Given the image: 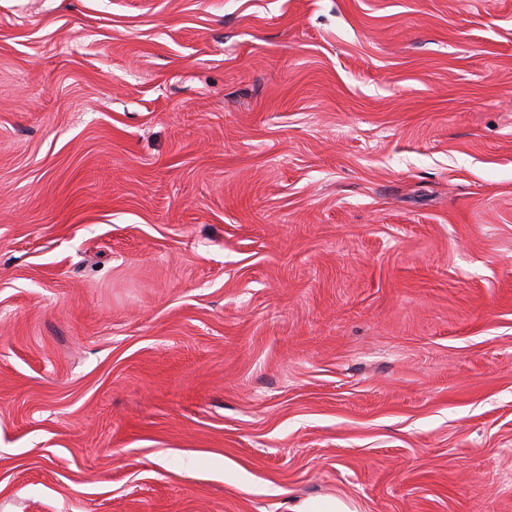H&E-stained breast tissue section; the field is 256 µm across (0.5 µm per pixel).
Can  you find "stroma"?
<instances>
[{
	"label": "stroma",
	"mask_w": 512,
	"mask_h": 512,
	"mask_svg": "<svg viewBox=\"0 0 512 512\" xmlns=\"http://www.w3.org/2000/svg\"><path fill=\"white\" fill-rule=\"evenodd\" d=\"M512 512V0H0V512ZM293 512H355V510L345 500L327 496L305 500L297 505Z\"/></svg>",
	"instance_id": "obj_1"
}]
</instances>
